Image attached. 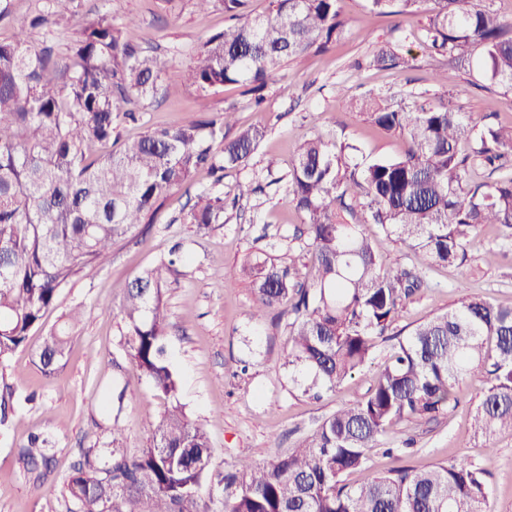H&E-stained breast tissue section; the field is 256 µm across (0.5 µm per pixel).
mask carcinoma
I'll list each match as a JSON object with an SVG mask.
<instances>
[{
  "label": "carcinoma",
  "mask_w": 512,
  "mask_h": 512,
  "mask_svg": "<svg viewBox=\"0 0 512 512\" xmlns=\"http://www.w3.org/2000/svg\"><path fill=\"white\" fill-rule=\"evenodd\" d=\"M9 40L0 39V362L28 345L30 332L60 290L105 264L112 245L156 223L168 195L190 191L201 170L247 167L265 132L234 130L224 111L178 125L157 126L119 141V129L140 120L162 80L164 61L143 53L132 21L87 17L66 52L29 31L69 25L75 0H40ZM202 11L219 4L231 23L194 50L186 78L203 98L241 84L260 105L268 79L309 53H324L346 28L341 0H270L253 16L249 0H193ZM379 15L412 13L423 0H368ZM426 38L448 64L482 54L489 79L512 91V25L472 0H428ZM409 63L386 42L368 58L374 68ZM365 121L402 136V155L364 166L346 148L320 137L300 144L286 188L314 252L316 279L273 259L247 263L252 317L288 316V365L313 374L326 391L364 367L398 317L403 300L428 287L426 269L400 268L376 248L345 203L349 188L382 235L424 256L427 266L462 265L466 245L482 227L500 230L512 249V125L480 131L466 113L414 100L397 106L369 99ZM474 137L470 153L459 143ZM116 150L91 156L97 145ZM477 169L499 173L474 187ZM257 191L238 185L233 198L201 194L186 223L205 231L224 223L228 204ZM173 248L127 285L120 307L132 365L170 401L153 444L129 457L122 431H112L106 468L86 458L66 483L82 512H208L220 492L221 512H484V471L467 460L422 468L392 467L358 486L347 475L369 468L367 450L404 422H429L457 404L456 386L483 369L489 387L474 415L487 439L512 433V307L464 289L455 306L417 325L391 347L366 396L325 418L288 453L267 464L241 460L217 483L203 479L213 457L205 430L178 400L179 381L166 357V293L176 266ZM82 312L75 308L42 337L34 355L46 377L65 360ZM46 441L21 453L35 468Z\"/></svg>",
  "instance_id": "1"
}]
</instances>
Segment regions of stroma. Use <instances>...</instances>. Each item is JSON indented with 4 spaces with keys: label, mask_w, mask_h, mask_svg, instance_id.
Returning <instances> with one entry per match:
<instances>
[{
    "label": "stroma",
    "mask_w": 512,
    "mask_h": 512,
    "mask_svg": "<svg viewBox=\"0 0 512 512\" xmlns=\"http://www.w3.org/2000/svg\"><path fill=\"white\" fill-rule=\"evenodd\" d=\"M429 8L428 0H422L414 12L379 17L367 10L365 0H343L349 21L344 38L325 53L290 62L269 81L263 107L252 106L236 85L211 92L208 105L213 111L233 108L238 125L264 130L263 141L248 167L226 169L222 183L202 171L190 192H172L156 224L114 244L110 262L62 289L27 347L0 362V512H80L66 482L86 456L104 458L113 425L123 427L128 455L150 446L167 404L128 359L120 306L126 284L178 243L188 260L180 265L167 294V357L180 380L178 398L185 413L211 440V474L230 470L244 458L266 463L284 455L336 409L363 400L388 343H380L374 359L335 390L305 392L286 364V321L252 322L250 279L237 275L221 282L217 276L223 269L267 258L312 274V253L306 238L296 235L300 216L284 181L303 140L320 135L353 145L354 161L361 165L403 153L404 140L365 123L350 99L372 93L390 104L416 98L449 101L476 127L512 123V93L490 83L480 58L448 68L446 79H436L424 31ZM80 11L107 12L119 23L135 19V40L166 61L155 99L140 124L123 128L122 136L197 117L200 103L186 82V68L199 43L223 29L222 9L200 11L193 0H82ZM386 41L398 44L409 67L355 69V60L366 55L372 43ZM271 158L278 168L270 176L265 166ZM250 181L259 182L262 192L240 200L226 212L224 223L203 235L195 225L183 223L188 196L216 186L230 195L238 184ZM496 235V229L488 227L469 244L468 266L428 270L429 287L406 301L392 333L409 334L447 312L462 282L469 292L495 304L512 305V252L490 265L482 259L486 250L496 247ZM75 307L81 308L82 320L69 352L57 372L45 377L34 363V350ZM486 387L484 374L472 375L457 386L455 408L430 424L402 425L400 437L388 440L395 447L400 438L413 437L414 445L402 459L369 449L372 471L380 473L399 463L423 466L467 459L485 472L490 512H512V434L488 443L473 425ZM34 436L47 440V461L28 471L19 455Z\"/></svg>",
    "instance_id": "1"
}]
</instances>
